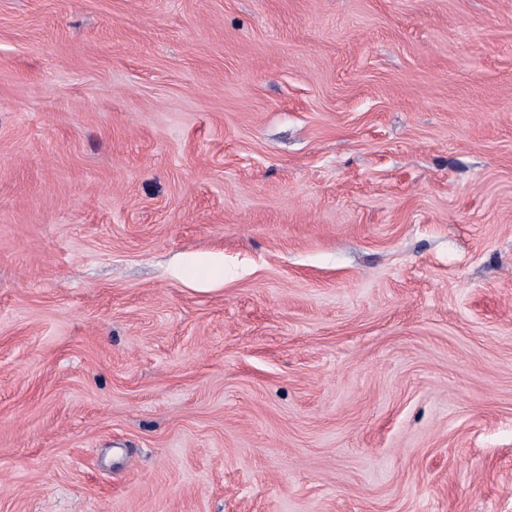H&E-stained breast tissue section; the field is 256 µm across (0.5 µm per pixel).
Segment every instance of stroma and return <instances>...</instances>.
Instances as JSON below:
<instances>
[{"instance_id":"obj_1","label":"stroma","mask_w":512,"mask_h":512,"mask_svg":"<svg viewBox=\"0 0 512 512\" xmlns=\"http://www.w3.org/2000/svg\"><path fill=\"white\" fill-rule=\"evenodd\" d=\"M0 512H512V0H0Z\"/></svg>"}]
</instances>
